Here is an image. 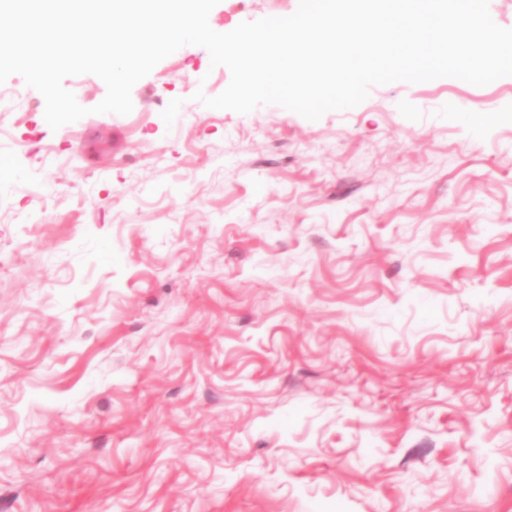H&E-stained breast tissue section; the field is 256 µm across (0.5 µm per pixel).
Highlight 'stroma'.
Instances as JSON below:
<instances>
[{
    "mask_svg": "<svg viewBox=\"0 0 512 512\" xmlns=\"http://www.w3.org/2000/svg\"><path fill=\"white\" fill-rule=\"evenodd\" d=\"M230 79L69 76L57 130L0 85V512H512V76L315 121Z\"/></svg>",
    "mask_w": 512,
    "mask_h": 512,
    "instance_id": "obj_1",
    "label": "stroma"
}]
</instances>
